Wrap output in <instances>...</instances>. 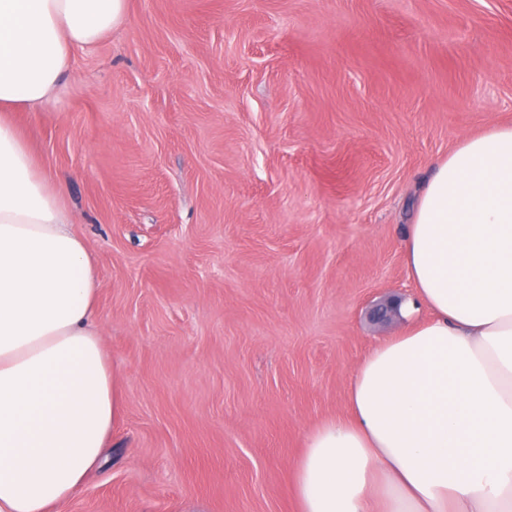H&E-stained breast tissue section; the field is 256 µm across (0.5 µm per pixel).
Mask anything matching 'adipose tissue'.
Instances as JSON below:
<instances>
[{
	"label": "adipose tissue",
	"mask_w": 512,
	"mask_h": 512,
	"mask_svg": "<svg viewBox=\"0 0 512 512\" xmlns=\"http://www.w3.org/2000/svg\"><path fill=\"white\" fill-rule=\"evenodd\" d=\"M125 17L126 0H0V512H58L122 410L96 260L15 115L57 103L73 50ZM403 253L429 316L307 434L297 512H512V125L437 163Z\"/></svg>",
	"instance_id": "1"
}]
</instances>
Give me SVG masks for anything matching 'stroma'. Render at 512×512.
I'll use <instances>...</instances> for the list:
<instances>
[{
  "mask_svg": "<svg viewBox=\"0 0 512 512\" xmlns=\"http://www.w3.org/2000/svg\"><path fill=\"white\" fill-rule=\"evenodd\" d=\"M18 121L97 257L123 410L60 512H296L307 433L413 298L432 167L512 125V0H128Z\"/></svg>",
  "mask_w": 512,
  "mask_h": 512,
  "instance_id": "stroma-1",
  "label": "stroma"
}]
</instances>
